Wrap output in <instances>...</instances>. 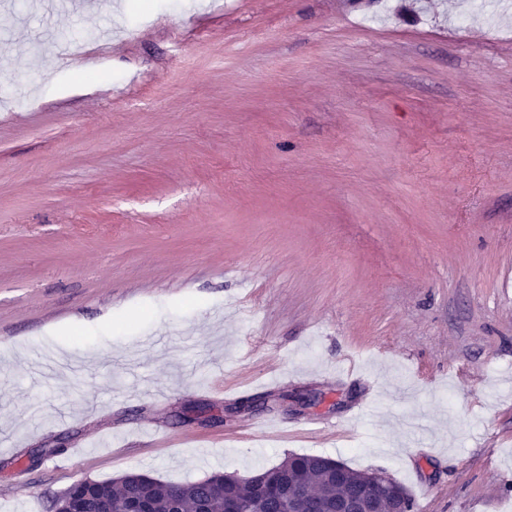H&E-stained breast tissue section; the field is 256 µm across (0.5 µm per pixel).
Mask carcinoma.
I'll list each match as a JSON object with an SVG mask.
<instances>
[{"label":"carcinoma","mask_w":512,"mask_h":512,"mask_svg":"<svg viewBox=\"0 0 512 512\" xmlns=\"http://www.w3.org/2000/svg\"><path fill=\"white\" fill-rule=\"evenodd\" d=\"M364 473L344 462L314 454H290L280 464L250 475L215 474L190 484H172L138 472L108 481L85 480L72 484L64 495L82 512H124L138 494L148 501L150 512H224L231 497L247 500L254 512H282L279 479L300 491L294 512H311L320 501L324 512H335L336 502Z\"/></svg>","instance_id":"1"}]
</instances>
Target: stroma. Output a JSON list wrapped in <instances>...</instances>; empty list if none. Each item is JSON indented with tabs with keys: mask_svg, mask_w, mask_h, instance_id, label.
<instances>
[{
	"mask_svg": "<svg viewBox=\"0 0 512 512\" xmlns=\"http://www.w3.org/2000/svg\"><path fill=\"white\" fill-rule=\"evenodd\" d=\"M291 453L512 512V0H7L0 512Z\"/></svg>",
	"mask_w": 512,
	"mask_h": 512,
	"instance_id": "1",
	"label": "stroma"
}]
</instances>
